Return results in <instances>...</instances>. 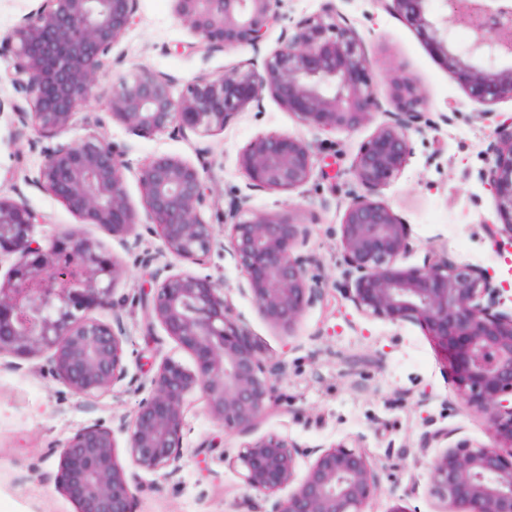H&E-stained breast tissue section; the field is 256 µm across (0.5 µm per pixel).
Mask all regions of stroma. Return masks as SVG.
Here are the masks:
<instances>
[{
  "label": "stroma",
  "instance_id": "obj_1",
  "mask_svg": "<svg viewBox=\"0 0 512 512\" xmlns=\"http://www.w3.org/2000/svg\"><path fill=\"white\" fill-rule=\"evenodd\" d=\"M36 0H0V99H20V92L5 75L13 66L8 37L17 23L35 7ZM341 10L353 20L364 39L371 61L367 79L384 109L394 107L392 84L412 78L423 90L426 109L447 111L456 103L455 120L425 134L410 133L413 153L401 174L382 191V198L405 223L411 224L418 248L447 245L459 261L488 268L496 281L512 286V256L500 255L489 243L485 227L496 221L494 199L477 179L490 128L478 114L458 75L440 65L419 35L400 19L376 6L373 0H342ZM138 20L117 46L119 61L101 73L95 97L86 113L77 114L60 132V143H76L98 132L126 143L128 164L123 171L133 206H140L138 178L145 162L159 154L195 159L207 149L209 164L204 179L209 201L204 218L215 228L212 251L201 260H171L161 253L159 239L143 233L138 250L156 253L159 263L173 262L180 270L207 274L225 291L237 313L246 320L254 339L286 371L277 383L288 405L270 410L261 432H276L316 447L343 441L360 447L378 464L381 490L371 512H388L390 491L417 481L409 498L413 512H436L427 492L428 472L421 461L419 442L424 418L439 426L461 428L474 441H485V422L465 410L454 397L448 379L444 349L419 328L402 329L360 315L336 290L340 255L336 233L342 218L338 203L354 183L351 164L360 146L374 132V124L358 131L323 133L302 124L273 98L262 109L235 116L223 130L181 138L164 132L150 138L132 134L112 120L105 104L119 74L146 67L174 76L175 92L197 76H216L253 56L248 48L226 51L176 52L180 42L193 36L174 15L172 0H138ZM276 133L305 140L317 156L339 152L341 172L328 178L314 174L308 184L292 192L253 193L249 205L256 212L288 211L295 221L308 224L309 250L319 259L317 272L324 288L321 303L306 310L293 335L273 328L250 297L238 291L244 275L224 257L229 240L224 234V209L230 192L245 189L247 177L239 166L241 151L258 135ZM42 162L40 144L31 131H18L11 110L0 111V194L22 192L32 210L43 218L34 236L47 241L63 229H74L95 242L106 254L126 263L115 284L114 297L126 311L128 344L125 364L131 375L149 378L163 357L193 366L190 353L167 336L157 340L143 335L144 314L131 300L149 285V271L132 265L119 238L97 224H84L67 207L25 182ZM427 393L418 406L400 393ZM136 395L125 385L86 398H77L48 374L42 359L25 362L22 370L0 369V512H76V503L49 481L59 457L54 449L77 429L95 422L118 427L129 418ZM186 435L180 472L175 481L143 473L148 488L139 493L135 512H229L247 489L239 466L231 462L242 442L207 413L200 394L187 399ZM219 438V451L200 459L204 441Z\"/></svg>",
  "mask_w": 512,
  "mask_h": 512
}]
</instances>
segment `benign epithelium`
Returning <instances> with one entry per match:
<instances>
[{
	"label": "benign epithelium",
	"instance_id": "benign-epithelium-1",
	"mask_svg": "<svg viewBox=\"0 0 512 512\" xmlns=\"http://www.w3.org/2000/svg\"><path fill=\"white\" fill-rule=\"evenodd\" d=\"M11 35L14 70L6 78L23 93L9 105L15 123L38 140L52 139L87 108L107 57L136 21L138 0H39ZM176 17L196 41L190 49L249 47L244 65L188 82L174 96L175 79L137 67L117 77L106 102L112 118L137 136L168 132L185 137L224 130L235 116L262 106L270 96L304 125L332 133L353 132L381 117L351 165L357 186L348 191L339 227L341 288L357 312L397 328L412 325L445 345L456 399L485 420L487 441L428 421L420 449L438 448L427 462L428 492L439 512H512V296L480 265L457 260L448 247L427 248L420 264L400 261L417 252L411 225L380 191L407 164L409 132L448 125L453 117L422 111L425 97L409 79L396 83L395 111H381L367 80L370 60L363 38L336 5L283 28L278 47L263 54L270 28L282 18L285 0H172ZM413 28L445 67L463 77L469 96L482 104L512 98V9L501 0H480L471 41L454 40L461 26L448 0H378ZM492 126L479 182L494 196L501 223L490 224L492 247L512 250V117L490 110ZM129 148L93 132L79 143L48 144L25 182L58 198L86 224H99L126 240L138 227L156 235L175 258L199 260L215 243L213 225L201 216L207 203L206 151L193 162L161 154L141 169L138 189L144 214L132 206L123 177ZM251 191L290 192L305 186L315 170L307 142L269 133L239 155ZM249 195L233 194L224 210L228 254L244 273L238 291L254 301L272 327L291 336L304 312L323 300L305 251L309 225L287 213L254 212ZM39 217L22 193L0 195V255L14 257L0 276V357L23 362L45 358L48 371L76 397L118 383L140 396L132 420L113 429L92 423L56 448L54 479L77 512H134L142 481L130 468L178 473L183 452L185 402L200 392L209 415L224 430L246 438L234 462L252 494L231 512H370L381 490L378 466L365 452L340 441L314 448L274 432L257 434L278 404L275 383L283 368L251 337L224 289L209 275L158 266L137 303L145 315L144 336L161 328L194 357L190 368L161 360L149 382L128 378L124 363L123 307L114 285L124 266L76 230L42 243ZM112 309L105 323L92 312ZM123 440H118V435ZM129 460L126 467L119 453ZM311 459L304 473L299 459Z\"/></svg>",
	"mask_w": 512,
	"mask_h": 512
}]
</instances>
